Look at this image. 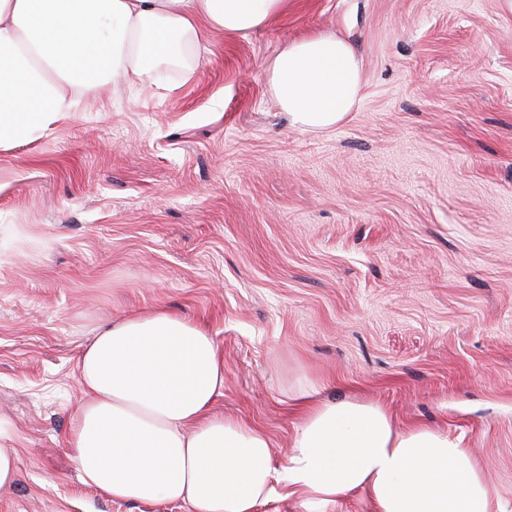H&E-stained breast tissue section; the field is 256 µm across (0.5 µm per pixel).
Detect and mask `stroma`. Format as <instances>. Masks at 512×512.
Wrapping results in <instances>:
<instances>
[{
	"label": "stroma",
	"instance_id": "stroma-1",
	"mask_svg": "<svg viewBox=\"0 0 512 512\" xmlns=\"http://www.w3.org/2000/svg\"><path fill=\"white\" fill-rule=\"evenodd\" d=\"M350 41L362 99L292 127L263 69ZM192 80L121 82L0 149V512H188L84 485L66 444L96 330L165 308L224 356L225 416L281 464L301 379L467 448L512 512V0H290Z\"/></svg>",
	"mask_w": 512,
	"mask_h": 512
}]
</instances>
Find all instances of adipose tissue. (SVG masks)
I'll return each instance as SVG.
<instances>
[{"instance_id":"ef3b65f1","label":"adipose tissue","mask_w":512,"mask_h":512,"mask_svg":"<svg viewBox=\"0 0 512 512\" xmlns=\"http://www.w3.org/2000/svg\"><path fill=\"white\" fill-rule=\"evenodd\" d=\"M289 0H0V143L31 138L76 111L114 76L146 85L158 63L195 75L207 33L247 36ZM265 79L289 123L345 122L365 75L333 34L283 47ZM83 400L67 435L83 481L123 502L189 512H262L297 496L326 512L351 493L375 512H505L471 454L436 430L401 428L381 405L292 393L303 416L281 467L270 437L214 403L224 360L192 320L157 309L99 329L77 361Z\"/></svg>"}]
</instances>
